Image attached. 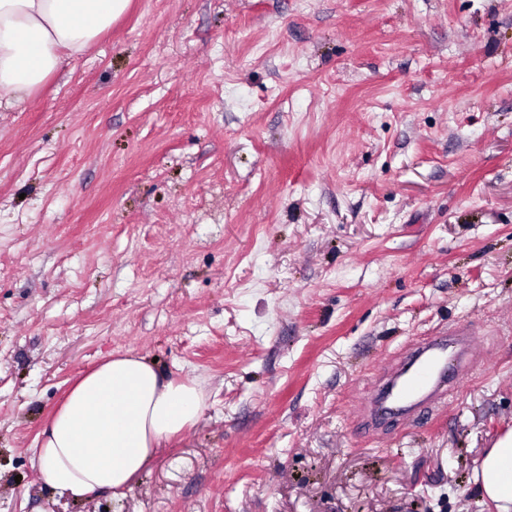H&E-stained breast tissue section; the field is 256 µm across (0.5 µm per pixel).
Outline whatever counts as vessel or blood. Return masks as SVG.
<instances>
[{
	"mask_svg": "<svg viewBox=\"0 0 512 512\" xmlns=\"http://www.w3.org/2000/svg\"><path fill=\"white\" fill-rule=\"evenodd\" d=\"M486 331L477 322L461 323L432 336L421 337L411 353L409 375L403 381L387 379L361 398L365 429L391 420L413 421L437 414L461 388L459 376L479 362L477 347Z\"/></svg>",
	"mask_w": 512,
	"mask_h": 512,
	"instance_id": "obj_1",
	"label": "vessel or blood"
}]
</instances>
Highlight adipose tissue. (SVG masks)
Segmentation results:
<instances>
[{"mask_svg":"<svg viewBox=\"0 0 512 512\" xmlns=\"http://www.w3.org/2000/svg\"><path fill=\"white\" fill-rule=\"evenodd\" d=\"M130 0H0V101L20 102L69 58L83 54ZM198 385L166 377L147 359L110 358L81 377L50 417L31 459L40 482L55 493L92 499L131 489L160 448L198 419ZM495 481L480 497L495 512H512V430L482 463Z\"/></svg>","mask_w":512,"mask_h":512,"instance_id":"obj_1","label":"adipose tissue"}]
</instances>
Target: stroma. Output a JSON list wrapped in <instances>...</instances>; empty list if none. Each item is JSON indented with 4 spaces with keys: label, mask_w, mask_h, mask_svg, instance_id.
<instances>
[{
    "label": "stroma",
    "mask_w": 512,
    "mask_h": 512,
    "mask_svg": "<svg viewBox=\"0 0 512 512\" xmlns=\"http://www.w3.org/2000/svg\"><path fill=\"white\" fill-rule=\"evenodd\" d=\"M489 330L362 433L418 337ZM205 395L124 495L31 450L109 355ZM512 430V0H131L0 107V512H487ZM486 336L480 323L470 322L421 337L408 359L413 368L409 375L400 383L379 380L361 397L364 429L437 414L459 392V375L479 363L477 346ZM485 473L491 471L496 479L484 480L480 497L493 505L495 512L512 511V430L497 440L490 448L482 463Z\"/></svg>",
    "instance_id": "stroma-1"
}]
</instances>
